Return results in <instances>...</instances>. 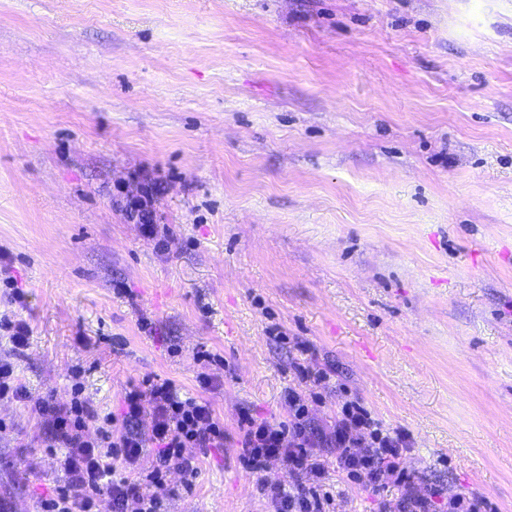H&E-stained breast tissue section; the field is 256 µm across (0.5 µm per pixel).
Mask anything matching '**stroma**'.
Wrapping results in <instances>:
<instances>
[{
  "label": "stroma",
  "instance_id": "stroma-1",
  "mask_svg": "<svg viewBox=\"0 0 512 512\" xmlns=\"http://www.w3.org/2000/svg\"><path fill=\"white\" fill-rule=\"evenodd\" d=\"M0 250L33 394L211 402L227 439L165 512H273L287 464L235 439L292 390L324 435L350 401L407 433L416 493L512 512V0H0ZM0 419V512H35L59 459ZM320 455L330 512H400ZM153 195L151 184H144L141 187V196L134 198L127 203L126 213L130 220L136 221L143 226L144 231L153 235L156 233L154 213L149 208L150 199Z\"/></svg>",
  "mask_w": 512,
  "mask_h": 512
}]
</instances>
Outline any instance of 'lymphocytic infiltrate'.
I'll list each match as a JSON object with an SVG mask.
<instances>
[{
  "mask_svg": "<svg viewBox=\"0 0 512 512\" xmlns=\"http://www.w3.org/2000/svg\"><path fill=\"white\" fill-rule=\"evenodd\" d=\"M80 374H73L68 400L35 396L21 382L10 357H0V401L24 402L47 424L49 452H60L63 479L39 512H95L107 498L112 512H165L176 489H190L199 474L198 453L224 445V425L209 401L181 396L169 380L147 379L124 396L122 416L98 415L83 392ZM286 419L270 422L244 415L237 446L250 470L279 459L288 464L296 481L292 487L259 484L275 512H326L332 499L324 486L325 467L317 452L319 439L309 423L308 400L288 393ZM336 462L347 478L367 487L390 481L404 489L403 512H430L435 498L448 499V512H494L492 506L462 494L445 495L441 486L420 495L404 466L410 448L407 435L389 431L359 403L344 406L334 431ZM153 449L154 465L142 480L132 481L144 449ZM179 473L180 487L168 482Z\"/></svg>",
  "mask_w": 512,
  "mask_h": 512,
  "instance_id": "f902f5d3",
  "label": "lymphocytic infiltrate"
}]
</instances>
